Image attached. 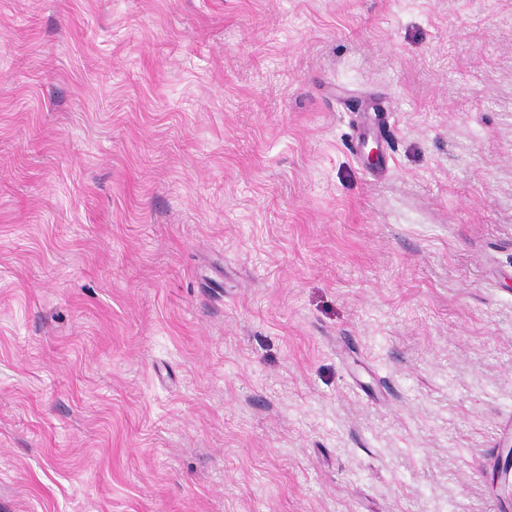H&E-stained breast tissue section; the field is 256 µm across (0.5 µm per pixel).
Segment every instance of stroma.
<instances>
[{
	"label": "stroma",
	"instance_id": "stroma-1",
	"mask_svg": "<svg viewBox=\"0 0 512 512\" xmlns=\"http://www.w3.org/2000/svg\"><path fill=\"white\" fill-rule=\"evenodd\" d=\"M511 450L512 0H0V512H512Z\"/></svg>",
	"mask_w": 512,
	"mask_h": 512
}]
</instances>
